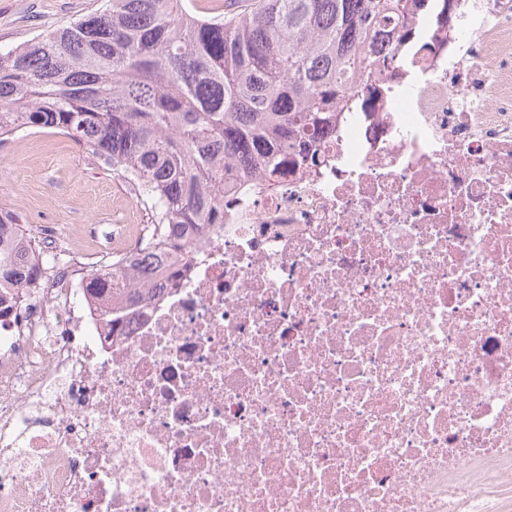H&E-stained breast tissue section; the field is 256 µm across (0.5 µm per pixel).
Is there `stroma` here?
I'll return each instance as SVG.
<instances>
[{
	"instance_id": "stroma-1",
	"label": "stroma",
	"mask_w": 512,
	"mask_h": 512,
	"mask_svg": "<svg viewBox=\"0 0 512 512\" xmlns=\"http://www.w3.org/2000/svg\"><path fill=\"white\" fill-rule=\"evenodd\" d=\"M104 0H0V49L100 9ZM111 167L89 160L71 136L35 128L0 146V209L28 225L101 232L116 211L138 216Z\"/></svg>"
}]
</instances>
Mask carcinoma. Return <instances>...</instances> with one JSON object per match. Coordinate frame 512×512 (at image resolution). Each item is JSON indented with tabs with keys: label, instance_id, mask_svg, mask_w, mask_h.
<instances>
[{
	"label": "carcinoma",
	"instance_id": "1",
	"mask_svg": "<svg viewBox=\"0 0 512 512\" xmlns=\"http://www.w3.org/2000/svg\"><path fill=\"white\" fill-rule=\"evenodd\" d=\"M210 16L185 0L108 8L0 50V145L30 128L74 137L85 156L141 188L145 252L86 281L97 301L137 303L144 280L209 224L224 223L226 161L269 186L315 161L306 136L357 110L379 71L361 48L398 52L435 0H241ZM39 241L0 210V289L41 277Z\"/></svg>",
	"mask_w": 512,
	"mask_h": 512
}]
</instances>
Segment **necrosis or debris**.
<instances>
[{
  "mask_svg": "<svg viewBox=\"0 0 512 512\" xmlns=\"http://www.w3.org/2000/svg\"><path fill=\"white\" fill-rule=\"evenodd\" d=\"M366 99L114 324L46 237L0 512H512V0H449Z\"/></svg>",
  "mask_w": 512,
  "mask_h": 512,
  "instance_id": "1",
  "label": "necrosis or debris"
}]
</instances>
